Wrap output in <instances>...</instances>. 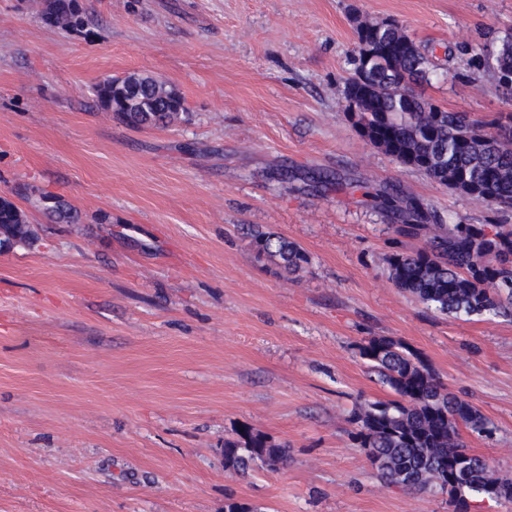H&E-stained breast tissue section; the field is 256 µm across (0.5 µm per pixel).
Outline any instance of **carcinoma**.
Listing matches in <instances>:
<instances>
[{
  "mask_svg": "<svg viewBox=\"0 0 512 512\" xmlns=\"http://www.w3.org/2000/svg\"><path fill=\"white\" fill-rule=\"evenodd\" d=\"M37 12L47 27L74 32L88 17L79 0H38ZM355 71L367 62L364 40L387 48L372 60L377 82L366 85L356 76L344 84V107L359 101L353 124L380 134L384 153L399 165L425 173L452 193L481 200L506 213L512 211V133L499 128L512 124V114L491 120L466 112L440 110L419 96L414 86L429 81L437 65L433 53L421 49L394 20H363L356 27ZM479 73H489L512 97V29L494 31L475 59ZM133 86H114L106 77L94 87L102 107L132 127H169L185 113L180 93L148 76ZM29 201L41 210L42 201L56 199L47 215L59 221L74 218L61 196L35 189ZM385 203L401 212L415 231L431 230L426 244L387 258L394 285L417 302L444 315L512 317V224H432V215L394 185ZM405 207H400V204ZM24 211L0 199V226L20 243L29 240ZM257 252L278 261L289 274L309 263L295 244L273 233L255 231ZM359 356L395 398L356 404L348 421V436L364 450L372 468L390 485L410 490L434 487L448 493L454 512H468L471 498L489 486L498 498L512 500V478L497 475L489 462L473 453L464 434L487 436L490 421L471 403L447 393L424 356L389 336H367L357 344ZM288 461L286 446L259 432L246 430L224 442V469L245 475L256 463L278 470Z\"/></svg>",
  "mask_w": 512,
  "mask_h": 512,
  "instance_id": "1",
  "label": "carcinoma"
}]
</instances>
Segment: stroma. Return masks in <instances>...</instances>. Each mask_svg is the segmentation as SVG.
<instances>
[{
	"label": "stroma",
	"mask_w": 512,
	"mask_h": 512,
	"mask_svg": "<svg viewBox=\"0 0 512 512\" xmlns=\"http://www.w3.org/2000/svg\"><path fill=\"white\" fill-rule=\"evenodd\" d=\"M59 33L0 0V196L35 185L75 224L29 211L34 246L0 247V512H452L389 486L348 436L389 399L356 345L403 340L493 425L471 450L512 475V320L427 310L386 259L422 246L374 189L407 187L439 224H512L367 145L343 110L354 16L392 19L447 81L424 99L512 112L470 54L512 0H80ZM167 80L187 116L132 128L93 87ZM262 229L306 251L256 253ZM258 431L288 463L240 476L224 441ZM252 244L260 255L278 261L288 274H296L309 263L308 256L294 243L273 233L254 231Z\"/></svg>",
	"instance_id": "35a3bbf8"
}]
</instances>
